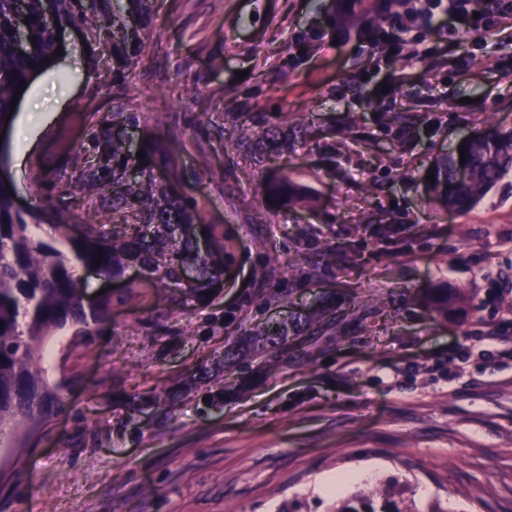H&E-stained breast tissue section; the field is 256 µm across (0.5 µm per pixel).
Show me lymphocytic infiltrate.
Segmentation results:
<instances>
[{"label":"lymphocytic infiltrate","mask_w":512,"mask_h":512,"mask_svg":"<svg viewBox=\"0 0 512 512\" xmlns=\"http://www.w3.org/2000/svg\"><path fill=\"white\" fill-rule=\"evenodd\" d=\"M335 0L336 24L326 39L341 42L351 31L364 41L397 52L412 44L411 34L426 28L435 34L463 29L502 32L512 29V0Z\"/></svg>","instance_id":"lymphocytic-infiltrate-1"}]
</instances>
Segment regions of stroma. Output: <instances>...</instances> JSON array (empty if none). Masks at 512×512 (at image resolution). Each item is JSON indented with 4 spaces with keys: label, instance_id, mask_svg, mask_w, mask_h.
Instances as JSON below:
<instances>
[{
    "label": "stroma",
    "instance_id": "1",
    "mask_svg": "<svg viewBox=\"0 0 512 512\" xmlns=\"http://www.w3.org/2000/svg\"><path fill=\"white\" fill-rule=\"evenodd\" d=\"M330 11L331 0H155L128 88L224 233V288L179 311L144 286L94 335L52 337L43 367L61 404L7 465L0 512H334L319 480L368 463L418 505L512 512V368L478 340L494 325L512 336V175L466 215L429 204L422 182L464 135L512 126V41L423 30L416 54L388 58L354 36L323 46L311 32ZM59 35L64 52L20 96L22 113L37 89L57 99L24 170L19 123L0 138V176L28 209L108 107L79 35ZM257 112L287 113L292 153L238 146L235 122ZM383 112L400 126L382 130ZM284 172L307 199L270 208L256 183ZM330 246L352 261L324 265ZM271 255L280 264L257 279ZM443 284L457 307L445 318L425 301ZM272 291L282 300L264 303ZM320 309L322 326L291 330L268 371L250 330ZM228 341L242 350L229 364Z\"/></svg>",
    "mask_w": 512,
    "mask_h": 512
}]
</instances>
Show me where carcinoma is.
<instances>
[{
    "label": "carcinoma",
    "mask_w": 512,
    "mask_h": 512,
    "mask_svg": "<svg viewBox=\"0 0 512 512\" xmlns=\"http://www.w3.org/2000/svg\"><path fill=\"white\" fill-rule=\"evenodd\" d=\"M154 0H0V126L5 124L11 99L19 83L43 66L42 59L55 56L56 29L71 27L88 48L87 68L95 72L101 52L112 60V101L106 117L90 125L89 138L75 151L69 178L46 186L47 205L20 209L6 185L0 183V447L46 422L53 404L60 402L59 387L52 385L42 366L44 345L59 330L71 326L82 336L109 316L112 299L105 298L87 309L77 288L78 268H90L119 279L136 264L172 289L175 309L188 302L207 299L206 291L224 284V262L214 261L199 250L196 226L204 223L198 200L186 196L155 177L166 170L180 182L177 157L163 137L143 129L137 157L125 141L112 136L115 126L140 127V116L127 88L131 65L145 52L141 36H129L120 24L132 18L140 30L153 26ZM26 20L25 46L19 48L15 15ZM278 121L259 122L239 129L240 139L259 137L266 147L288 152V129ZM464 162L453 150L431 169L434 181L427 184L429 199L462 215L479 204L488 191L512 173V127L490 125L478 131L475 141L464 145ZM464 165L467 177H457ZM98 198L112 214V232L104 225L84 220L64 203L74 190ZM261 194L275 202L291 193L288 174L258 185ZM83 227L80 235L73 228ZM103 252L100 265L95 256ZM195 277L182 284L186 266ZM432 310L448 317L453 302L448 289L432 288ZM286 336L288 322L276 321L256 333L259 345L277 352ZM335 512H420L412 501L400 507L385 486H360L336 499Z\"/></svg>",
    "instance_id": "carcinoma-1"
}]
</instances>
